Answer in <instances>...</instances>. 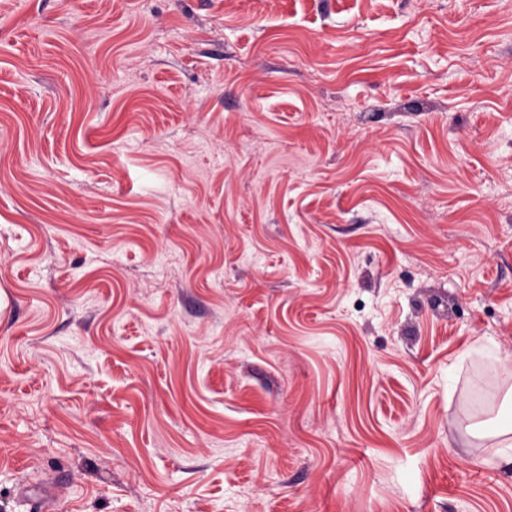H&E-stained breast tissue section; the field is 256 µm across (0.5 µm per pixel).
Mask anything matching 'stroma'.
Listing matches in <instances>:
<instances>
[{
	"label": "stroma",
	"mask_w": 512,
	"mask_h": 512,
	"mask_svg": "<svg viewBox=\"0 0 512 512\" xmlns=\"http://www.w3.org/2000/svg\"><path fill=\"white\" fill-rule=\"evenodd\" d=\"M511 388L512 0H0V512H512Z\"/></svg>",
	"instance_id": "stroma-1"
}]
</instances>
